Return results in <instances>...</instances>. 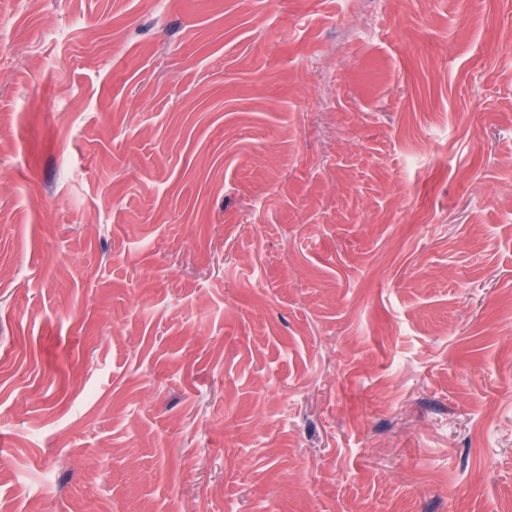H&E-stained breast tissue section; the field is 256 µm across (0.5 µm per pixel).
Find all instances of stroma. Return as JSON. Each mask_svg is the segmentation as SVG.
Returning a JSON list of instances; mask_svg holds the SVG:
<instances>
[{"mask_svg": "<svg viewBox=\"0 0 512 512\" xmlns=\"http://www.w3.org/2000/svg\"><path fill=\"white\" fill-rule=\"evenodd\" d=\"M0 500L512 512V0H0Z\"/></svg>", "mask_w": 512, "mask_h": 512, "instance_id": "stroma-1", "label": "stroma"}]
</instances>
